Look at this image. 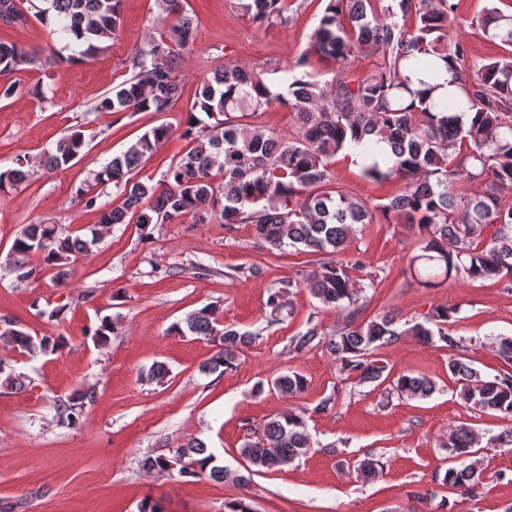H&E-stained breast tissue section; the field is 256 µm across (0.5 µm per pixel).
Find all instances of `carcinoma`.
<instances>
[{
    "label": "carcinoma",
    "mask_w": 512,
    "mask_h": 512,
    "mask_svg": "<svg viewBox=\"0 0 512 512\" xmlns=\"http://www.w3.org/2000/svg\"><path fill=\"white\" fill-rule=\"evenodd\" d=\"M121 5L122 0H40L31 8L41 21L57 22L66 46L75 47L82 60L95 57L116 33ZM158 6L178 16L177 22L133 54L132 76L112 87L90 111L163 113L179 100L180 61L193 42L194 26L181 14V0H158ZM241 9L261 25L288 22L287 0H242ZM0 16L6 25L23 22L14 0H0ZM454 21L453 0H328L305 54L285 70V91H272L266 70L259 66L226 64L214 70L201 80L182 124L181 137L190 149L160 179H143L142 165L173 134L166 123L145 132L78 190L77 200L98 211L97 224L76 230L50 222L25 225L12 246L18 278L36 272L29 259L38 254L63 284L73 264L100 241L101 230L127 223L130 215L143 228L169 224L186 214L204 224L221 193L225 227L250 224L258 245L266 250L288 247L313 255L309 271L281 279L269 289V320H279L292 289L309 290L323 307L343 315L327 341L342 369L359 383L385 382L387 366L372 358L370 349L397 340L402 332L391 315L359 321L364 293L377 284L362 259L345 255L357 225L372 224L380 214L389 223L417 231L419 254L412 258L410 272L424 288L451 279L493 281L512 288V202L507 200L512 193V14L495 6L484 10L480 24L502 54L482 64L470 62L466 43L451 35ZM358 56L372 58V69L355 79L345 64ZM312 57L337 65L331 80L320 82L306 71ZM438 58L451 62L458 73L460 93L452 98L418 93L401 76V67L407 65L433 77ZM37 62L18 43L0 39L1 72L26 71ZM275 103L287 106L295 117V130L286 139L244 122ZM351 144L361 147L365 180L398 184L387 202L373 205L335 186L330 160ZM84 147V134L74 130L58 139L36 165L61 169L80 157ZM36 165L16 158L13 167L0 170V190L28 180ZM218 176L224 183L215 184ZM461 179L477 188L457 191ZM108 184L122 195L121 205L99 201L96 187ZM490 226L494 232L487 238ZM453 314V309L436 307L413 322L407 333L424 344L440 342L453 352L448 375L458 384L461 400L480 412L512 420V338L497 345L504 369L484 377L466 362L464 340L448 329ZM174 329L217 347L205 372L232 369L243 349L259 336L223 324L219 309L210 305L189 314L184 325ZM323 336L319 326L311 325L293 338V348L301 351ZM4 340L32 357L64 345L59 337L36 341L17 329ZM306 386V378L295 371L272 381L285 397ZM434 389L429 379L410 373L393 380V390L409 398L428 397ZM94 399L95 388L89 386L58 400V423L79 427L85 404ZM479 444L467 423L448 432L446 448L464 464L446 469L442 481L463 501L476 497L481 484L478 461H469ZM309 448L305 414L287 411L247 439L239 455L259 471L277 470ZM140 466L156 474L177 466L186 477L205 474L220 483L229 478L246 482L245 476L233 477L216 464V457L197 439L175 449L170 458L146 456ZM380 467L372 456L356 462V472L366 480L375 478Z\"/></svg>",
    "instance_id": "obj_1"
}]
</instances>
